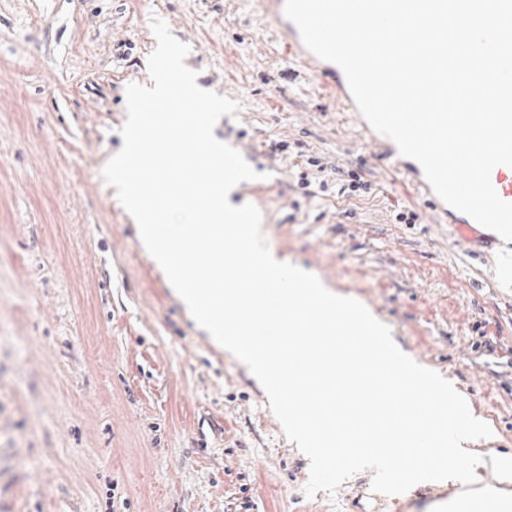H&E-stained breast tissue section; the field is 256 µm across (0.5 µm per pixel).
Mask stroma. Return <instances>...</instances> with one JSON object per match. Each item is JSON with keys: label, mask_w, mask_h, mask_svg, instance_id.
Here are the masks:
<instances>
[{"label": "stroma", "mask_w": 512, "mask_h": 512, "mask_svg": "<svg viewBox=\"0 0 512 512\" xmlns=\"http://www.w3.org/2000/svg\"><path fill=\"white\" fill-rule=\"evenodd\" d=\"M189 47L199 87L236 100L215 137L257 179L286 263L363 303L396 345L451 380L512 459V288L492 249L435 223L427 203L293 63L252 0H0V512H448L471 486L402 498L347 477L306 497L289 443L248 368L197 328L102 179L123 146L126 87L150 85L152 17ZM301 144L272 154L267 141ZM364 169L372 193L309 197L306 157ZM419 220L401 224L397 212ZM248 493H241V486Z\"/></svg>", "instance_id": "35a3bbf8"}]
</instances>
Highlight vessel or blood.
<instances>
[{
	"label": "vessel or blood",
	"mask_w": 512,
	"mask_h": 512,
	"mask_svg": "<svg viewBox=\"0 0 512 512\" xmlns=\"http://www.w3.org/2000/svg\"><path fill=\"white\" fill-rule=\"evenodd\" d=\"M264 9L274 22V32L293 61L310 70L322 81L325 88L333 91L344 111L356 114V123L380 151L382 160L403 174L414 195L424 199L433 211L437 223L452 225L464 241L486 238L488 244L499 242L498 234L483 235L479 224L470 216L447 206L433 191L420 164L400 155L396 144L388 137L374 131L364 118L358 117V108L350 93L343 71L335 64L312 54L304 45L297 27L285 15L284 0H261ZM491 183L498 196L512 202V167L497 166L491 172Z\"/></svg>",
	"instance_id": "vessel-or-blood-1"
}]
</instances>
